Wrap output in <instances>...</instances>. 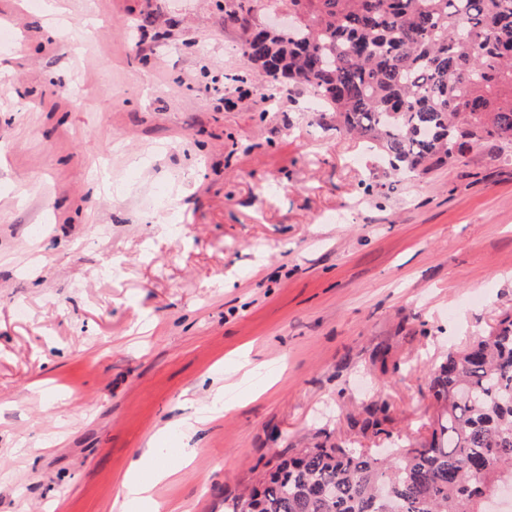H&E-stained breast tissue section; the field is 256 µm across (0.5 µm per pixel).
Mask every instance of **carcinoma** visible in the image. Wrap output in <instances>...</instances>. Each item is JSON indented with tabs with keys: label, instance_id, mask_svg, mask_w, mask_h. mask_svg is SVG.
Segmentation results:
<instances>
[{
	"label": "carcinoma",
	"instance_id": "carcinoma-1",
	"mask_svg": "<svg viewBox=\"0 0 512 512\" xmlns=\"http://www.w3.org/2000/svg\"><path fill=\"white\" fill-rule=\"evenodd\" d=\"M292 27L248 26L247 64L302 85L336 131L423 173L482 142L512 143V0H277ZM430 437L381 458L338 443L277 456L227 512H484L512 484V316L429 381Z\"/></svg>",
	"mask_w": 512,
	"mask_h": 512
}]
</instances>
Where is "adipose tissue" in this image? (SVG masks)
<instances>
[{"instance_id":"1","label":"adipose tissue","mask_w":512,"mask_h":512,"mask_svg":"<svg viewBox=\"0 0 512 512\" xmlns=\"http://www.w3.org/2000/svg\"><path fill=\"white\" fill-rule=\"evenodd\" d=\"M177 473L173 464L158 460L154 451L143 452L121 483L122 500L117 504L119 512H126L130 507L138 508L139 512H156L155 486L173 480Z\"/></svg>"}]
</instances>
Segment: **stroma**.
<instances>
[{
    "label": "stroma",
    "instance_id": "stroma-1",
    "mask_svg": "<svg viewBox=\"0 0 512 512\" xmlns=\"http://www.w3.org/2000/svg\"><path fill=\"white\" fill-rule=\"evenodd\" d=\"M235 8L0 0V512H110L162 429L160 512L310 442L400 447L512 314V144L398 177L247 69Z\"/></svg>",
    "mask_w": 512,
    "mask_h": 512
}]
</instances>
